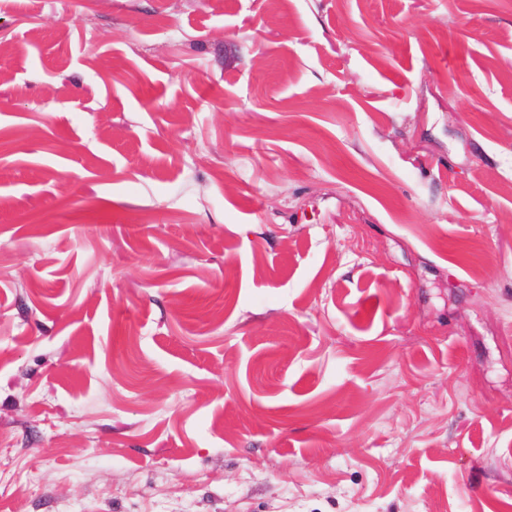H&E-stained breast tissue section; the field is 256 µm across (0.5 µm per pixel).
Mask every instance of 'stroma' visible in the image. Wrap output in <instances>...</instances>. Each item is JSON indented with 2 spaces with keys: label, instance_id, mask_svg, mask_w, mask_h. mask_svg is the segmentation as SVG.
<instances>
[{
  "label": "stroma",
  "instance_id": "35a3bbf8",
  "mask_svg": "<svg viewBox=\"0 0 512 512\" xmlns=\"http://www.w3.org/2000/svg\"><path fill=\"white\" fill-rule=\"evenodd\" d=\"M0 512H512V0H0Z\"/></svg>",
  "mask_w": 512,
  "mask_h": 512
}]
</instances>
